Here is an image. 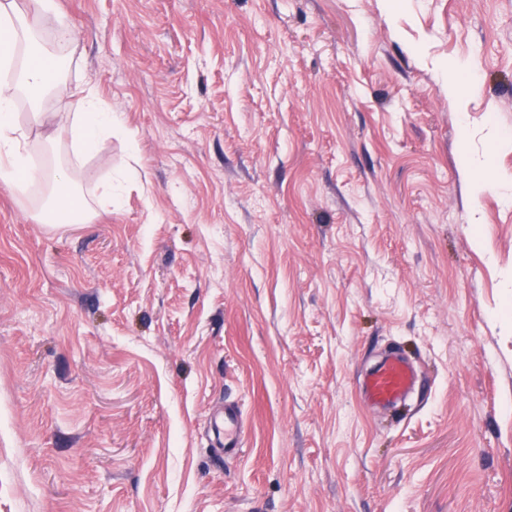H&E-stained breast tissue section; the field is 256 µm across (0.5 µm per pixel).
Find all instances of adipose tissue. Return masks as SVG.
Here are the masks:
<instances>
[{
    "mask_svg": "<svg viewBox=\"0 0 512 512\" xmlns=\"http://www.w3.org/2000/svg\"><path fill=\"white\" fill-rule=\"evenodd\" d=\"M32 9H22L17 0H0V183L18 189L23 184H46L51 189L48 209L74 215L84 220L90 208L81 201L69 167L57 164L47 169L32 165L27 136L15 117V99L20 93L32 97L31 120L39 122L42 108L39 98L44 91L63 94L61 72L52 70L36 53H28L24 68H17L21 42L36 44L39 39L71 46L72 29L61 15L57 0H32ZM56 18L53 32L43 26L47 18ZM66 119L73 135L74 153L92 154L99 141L111 135L118 121L111 108L102 103L93 90H85L70 103Z\"/></svg>",
    "mask_w": 512,
    "mask_h": 512,
    "instance_id": "1",
    "label": "adipose tissue"
}]
</instances>
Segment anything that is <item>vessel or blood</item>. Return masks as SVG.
<instances>
[{"label": "vessel or blood", "mask_w": 512, "mask_h": 512, "mask_svg": "<svg viewBox=\"0 0 512 512\" xmlns=\"http://www.w3.org/2000/svg\"><path fill=\"white\" fill-rule=\"evenodd\" d=\"M418 384L413 364L404 356L392 354L364 375L360 386L367 402L378 408H390L412 394ZM243 417L234 406L224 409V450L231 453L241 445Z\"/></svg>", "instance_id": "1"}]
</instances>
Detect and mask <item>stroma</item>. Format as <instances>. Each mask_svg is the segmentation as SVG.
Segmentation results:
<instances>
[{"label":"stroma","instance_id":"stroma-1","mask_svg":"<svg viewBox=\"0 0 512 512\" xmlns=\"http://www.w3.org/2000/svg\"><path fill=\"white\" fill-rule=\"evenodd\" d=\"M58 2L124 130L17 111L94 216L0 184V512H512V0ZM418 380L413 364L406 357L391 354L364 375L360 386L370 405L387 409L412 394ZM242 424V412L236 406L224 407V454L233 453L240 448Z\"/></svg>","mask_w":512,"mask_h":512}]
</instances>
